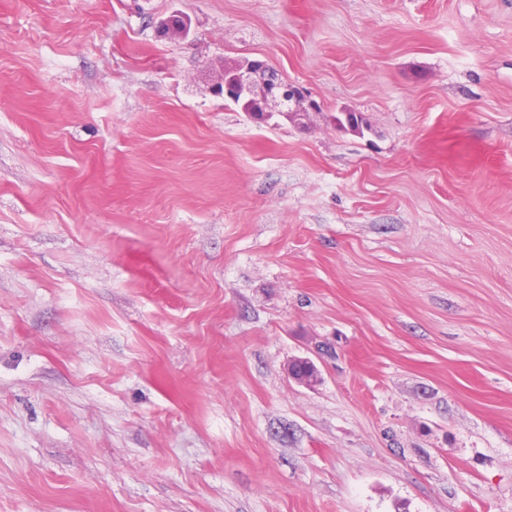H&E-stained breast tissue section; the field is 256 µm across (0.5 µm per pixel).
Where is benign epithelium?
I'll return each instance as SVG.
<instances>
[{
    "label": "benign epithelium",
    "mask_w": 512,
    "mask_h": 512,
    "mask_svg": "<svg viewBox=\"0 0 512 512\" xmlns=\"http://www.w3.org/2000/svg\"><path fill=\"white\" fill-rule=\"evenodd\" d=\"M221 93L231 102L247 99L251 105L247 115L255 120L270 119L287 101L294 103L297 111H304L303 91L286 85L278 72L261 60H253L237 71L235 80L224 84Z\"/></svg>",
    "instance_id": "benign-epithelium-1"
}]
</instances>
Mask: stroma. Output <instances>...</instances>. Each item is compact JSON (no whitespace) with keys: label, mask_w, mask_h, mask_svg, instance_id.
Here are the masks:
<instances>
[{"label":"stroma","mask_w":512,"mask_h":512,"mask_svg":"<svg viewBox=\"0 0 512 512\" xmlns=\"http://www.w3.org/2000/svg\"><path fill=\"white\" fill-rule=\"evenodd\" d=\"M0 512H512V0H0ZM221 93L225 100L234 102L243 112L248 105L238 99L246 98L251 105L246 114L255 120L266 121L273 116V112H281L278 108L287 99L295 104L297 112L305 110L301 105L305 101L302 89L286 85L278 72L261 60H253L237 70L235 80L225 83Z\"/></svg>","instance_id":"obj_1"}]
</instances>
